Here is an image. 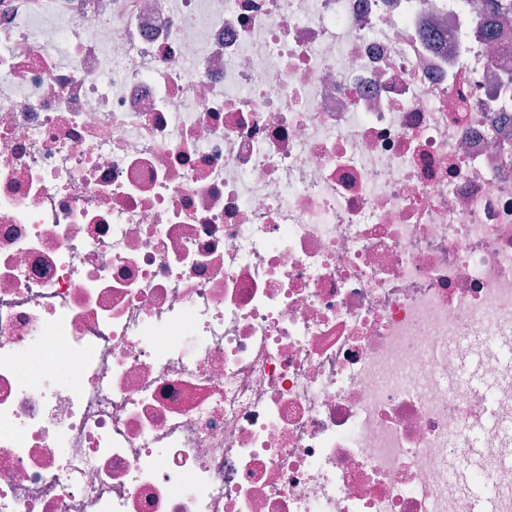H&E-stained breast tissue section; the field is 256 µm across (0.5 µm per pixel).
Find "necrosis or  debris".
Returning a JSON list of instances; mask_svg holds the SVG:
<instances>
[{"label": "necrosis or debris", "instance_id": "4bbe7bcc", "mask_svg": "<svg viewBox=\"0 0 512 512\" xmlns=\"http://www.w3.org/2000/svg\"><path fill=\"white\" fill-rule=\"evenodd\" d=\"M0 0V512H512V11Z\"/></svg>", "mask_w": 512, "mask_h": 512}]
</instances>
